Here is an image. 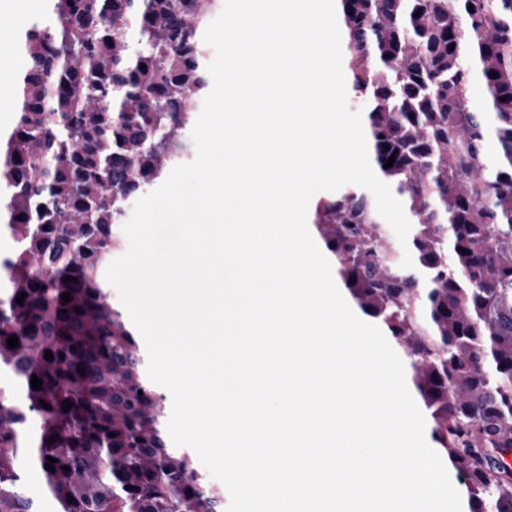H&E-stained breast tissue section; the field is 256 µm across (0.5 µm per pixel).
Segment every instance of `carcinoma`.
<instances>
[{
    "instance_id": "obj_1",
    "label": "carcinoma",
    "mask_w": 512,
    "mask_h": 512,
    "mask_svg": "<svg viewBox=\"0 0 512 512\" xmlns=\"http://www.w3.org/2000/svg\"><path fill=\"white\" fill-rule=\"evenodd\" d=\"M217 2L51 0L19 34L18 106L0 124V223L15 243L0 253V512H35L26 461L58 512H224L191 453L168 446L147 354L104 291L127 207L185 157ZM337 2L413 267L360 187L320 201L312 226L350 299L402 349L469 512H512V470L496 462L512 450V0Z\"/></svg>"
}]
</instances>
